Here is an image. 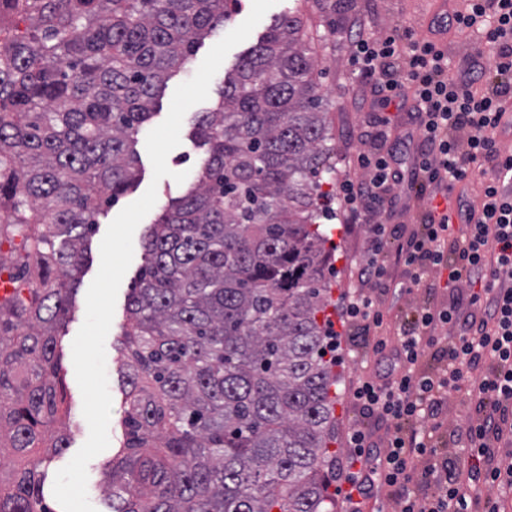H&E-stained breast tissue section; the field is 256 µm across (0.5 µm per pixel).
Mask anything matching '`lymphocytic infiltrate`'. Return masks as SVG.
<instances>
[{
	"instance_id": "lymphocytic-infiltrate-1",
	"label": "lymphocytic infiltrate",
	"mask_w": 512,
	"mask_h": 512,
	"mask_svg": "<svg viewBox=\"0 0 512 512\" xmlns=\"http://www.w3.org/2000/svg\"><path fill=\"white\" fill-rule=\"evenodd\" d=\"M446 29L483 39L492 71L473 61L452 71L447 52L411 29L377 35L355 30L350 58L377 95L382 112L374 140L391 135L386 113L409 101L419 142L410 175L448 199L446 210L430 208L421 229L400 242L396 258L405 267L404 292L423 285L431 272L444 274L448 301L416 308L395 347L374 337L383 324L379 294L391 286L385 252L398 229L388 218L395 207L392 187L405 175L391 154L359 153V177L340 183L338 196L349 221L365 222L368 258L358 270L360 289L343 304L347 322L373 336L371 350L381 367L372 379L356 382L355 406L362 414L389 421L384 447L354 428L343 499L359 512L357 499L375 486L392 489L398 512H498L482 490L512 489V463L495 459L494 444L512 435V155L500 153L497 135L512 129V0H460L449 11ZM481 184L471 202L472 181ZM444 364L433 374L419 367L425 354ZM466 391L474 414L454 456L438 455L418 422L437 419L448 396ZM434 493H426L428 484Z\"/></svg>"
}]
</instances>
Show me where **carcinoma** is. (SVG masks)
<instances>
[{"mask_svg":"<svg viewBox=\"0 0 512 512\" xmlns=\"http://www.w3.org/2000/svg\"><path fill=\"white\" fill-rule=\"evenodd\" d=\"M230 19L228 0H0V271L29 284L0 298V449L67 447L41 427L68 411L58 337L76 274L103 207L136 183L167 81ZM192 138L199 174L148 228L128 297L108 512H331L332 148L299 12L267 26ZM50 462L0 473V512H48Z\"/></svg>","mask_w":512,"mask_h":512,"instance_id":"obj_1","label":"carcinoma"}]
</instances>
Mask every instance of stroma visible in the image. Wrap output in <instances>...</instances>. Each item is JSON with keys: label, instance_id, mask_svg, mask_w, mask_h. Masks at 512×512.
Instances as JSON below:
<instances>
[{"label": "stroma", "instance_id": "obj_1", "mask_svg": "<svg viewBox=\"0 0 512 512\" xmlns=\"http://www.w3.org/2000/svg\"><path fill=\"white\" fill-rule=\"evenodd\" d=\"M290 9L300 10L312 38V54L319 73L322 107L328 117V135L332 145V169L324 174L322 184L323 192L332 199V210L322 220V231L328 237L326 248L332 253V264L326 272L331 281L326 312L332 320L338 342L335 371L340 382L338 400L334 406V441L331 448L335 455L331 461V469L334 474L339 475L346 466L349 453L347 438L353 428L364 426L373 429L380 437L387 432L386 426L378 424L375 419L364 417L353 404V382L375 376L380 366L371 350L366 348L364 338L357 336L355 330L341 316V304L346 294L360 286L357 271L365 259V232L363 225L346 222L343 213L339 211L340 203L336 201L335 195L341 181L360 174L356 157L365 149V134L377 110L376 103L363 93L362 80L353 74L348 64L350 46L342 25L347 17L356 13L361 15L370 32L379 33L389 28L409 27L418 36L426 37L430 34L428 16L431 5L429 0H278L268 14L273 17ZM193 117V112H186L181 126V143L167 157L171 174L160 181H153L152 164L144 154L146 146L138 144L137 149L142 153L140 179L117 204L100 215L63 330L62 375L70 412L65 419L51 424L50 429L54 432L66 431L70 446L62 454L54 456L48 467V473L52 476L69 463L89 435L72 362V342L85 318L87 290L99 270L101 241L109 224L121 209L140 198L148 187H155L156 204L135 230L133 259L119 287L113 321L105 341L106 371L112 396L110 447L95 456L87 466V493L96 512H106L107 509L104 500L107 479L103 469L104 461L126 439L123 413L125 395L119 374L124 358L118 339L127 323L128 294L143 263V237L147 229L168 199L180 196L182 192L181 184L172 178L173 173L185 171L193 176L203 163L204 151L191 138ZM394 193L398 202L392 221L399 224L404 232H411L417 228L423 212L428 209L431 195L407 183L395 186ZM426 296L427 291L423 288L414 289L409 294L395 288L388 290L381 301L384 323L379 331L380 337L389 344H396L400 325L406 321L412 308ZM471 410L466 393L450 395L443 425L433 433L434 444L445 452H455L458 435L466 426Z\"/></svg>", "mask_w": 512, "mask_h": 512}]
</instances>
